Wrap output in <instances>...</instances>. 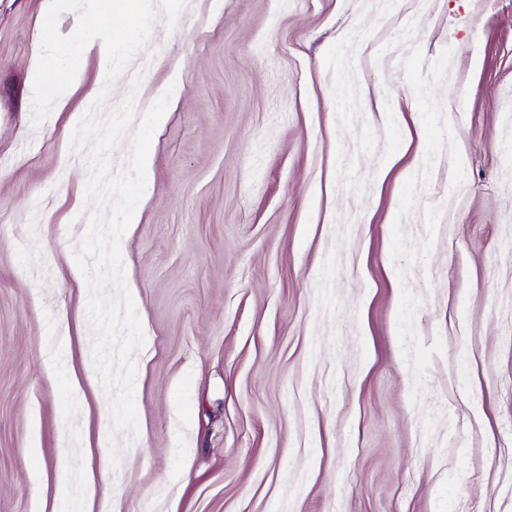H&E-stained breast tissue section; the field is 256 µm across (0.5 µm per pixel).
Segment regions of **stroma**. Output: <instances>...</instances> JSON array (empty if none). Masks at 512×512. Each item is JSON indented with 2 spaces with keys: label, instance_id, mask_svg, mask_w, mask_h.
Here are the masks:
<instances>
[{
  "label": "stroma",
  "instance_id": "stroma-1",
  "mask_svg": "<svg viewBox=\"0 0 512 512\" xmlns=\"http://www.w3.org/2000/svg\"><path fill=\"white\" fill-rule=\"evenodd\" d=\"M107 80L76 0H0V512L110 453L76 116L179 92L121 239L142 323L109 512H512V0H153ZM81 54L65 105L33 56ZM70 326L47 373L50 327ZM38 428L37 455L28 452Z\"/></svg>",
  "mask_w": 512,
  "mask_h": 512
}]
</instances>
